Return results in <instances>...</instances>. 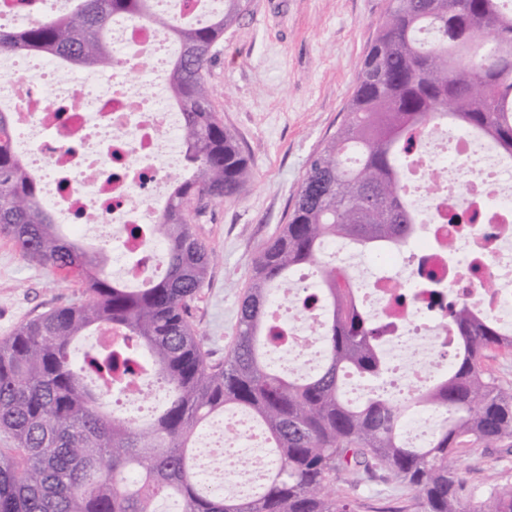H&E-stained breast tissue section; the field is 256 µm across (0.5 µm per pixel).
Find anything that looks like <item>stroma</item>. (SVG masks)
<instances>
[{"label": "stroma", "mask_w": 512, "mask_h": 512, "mask_svg": "<svg viewBox=\"0 0 512 512\" xmlns=\"http://www.w3.org/2000/svg\"><path fill=\"white\" fill-rule=\"evenodd\" d=\"M388 0H249L224 32L208 72L214 106L249 158L252 176L235 198L188 207L185 216L211 254L192 322L211 359L234 343L241 297L261 246L288 221L313 154L345 114L356 78ZM74 278L26 259L0 236V337L55 307L81 301ZM453 465L464 506L486 501L491 485H512V438L459 449ZM337 495L356 512H401L410 498L383 473Z\"/></svg>", "instance_id": "obj_1"}]
</instances>
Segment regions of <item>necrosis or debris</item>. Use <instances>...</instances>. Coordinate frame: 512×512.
<instances>
[{
	"label": "necrosis or debris",
	"instance_id": "1",
	"mask_svg": "<svg viewBox=\"0 0 512 512\" xmlns=\"http://www.w3.org/2000/svg\"><path fill=\"white\" fill-rule=\"evenodd\" d=\"M112 43L118 61L91 90L59 78L53 61L12 57L13 78L0 84V103L10 107L19 154L47 202L65 223L110 240L125 280L144 284L161 271V246L133 237L130 227L156 221L181 141L172 135L179 127L176 104L166 95L146 96L129 74L145 68L153 82L165 83L173 42L150 19L124 18L112 24ZM406 181L416 185L413 202L428 216L423 242L408 253L375 249L381 268L357 282L354 294L385 328L386 359L404 355L409 340H419L424 359L401 374L415 388L455 345L440 300L426 291L408 296L409 284L439 281L443 298L468 302L477 315L512 331V165L455 131L424 140L407 165ZM311 293L308 285L293 289L269 311L281 335L279 361L300 360L309 369L320 360L325 318L322 306L310 303ZM206 436L221 465L202 470L203 480L227 491L257 492L274 457L253 420L235 417Z\"/></svg>",
	"mask_w": 512,
	"mask_h": 512
}]
</instances>
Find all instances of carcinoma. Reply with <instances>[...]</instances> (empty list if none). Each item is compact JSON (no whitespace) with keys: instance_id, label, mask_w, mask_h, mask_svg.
Here are the masks:
<instances>
[{"instance_id":"obj_1","label":"carcinoma","mask_w":512,"mask_h":512,"mask_svg":"<svg viewBox=\"0 0 512 512\" xmlns=\"http://www.w3.org/2000/svg\"><path fill=\"white\" fill-rule=\"evenodd\" d=\"M75 2L65 14L0 28V55L34 53L110 71L112 21L152 20L179 45L167 89L193 176L176 183L150 228L164 242L165 273L131 288L61 236L14 151L10 115L0 112V235L40 264L79 272L84 284L82 301L0 337V512H156L166 498L180 502V512H355L353 500L329 492L339 472L353 487L387 472L412 489L420 512H466L450 460L466 445L512 437V385L482 365L487 350L512 349V334L464 302L450 305L459 350L448 376L397 401L378 386L386 367L374 322L357 307L352 273L321 264L320 255L334 240L370 249L417 236L423 220L406 194L405 163L442 125L512 160V0H389L343 122L311 159L288 223L254 260L237 338L222 363L209 361L191 321L211 253L184 209L236 197L250 177L207 81L224 29L249 0H224V11L205 21L157 12L154 0ZM303 265L319 271L327 316L321 366L296 377L271 357L279 337L269 308ZM102 326L119 341L75 357L73 342ZM149 373L166 387L149 426L102 410L112 384ZM349 375L369 385L359 404L344 398ZM416 408L452 414L425 448L400 438ZM229 410L251 416L277 458L261 490L246 497L208 489L192 452L197 429ZM473 512H512V486L491 487L488 503Z\"/></svg>"}]
</instances>
